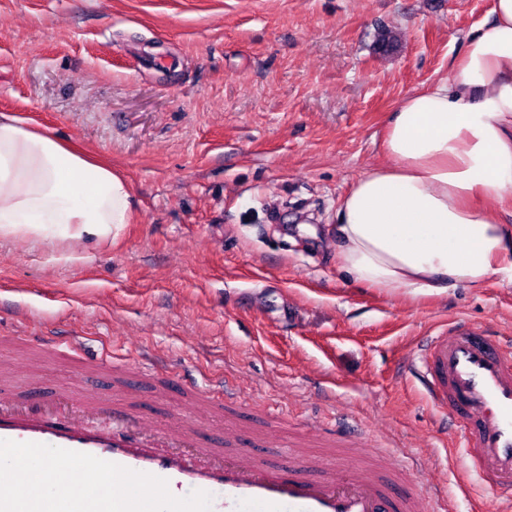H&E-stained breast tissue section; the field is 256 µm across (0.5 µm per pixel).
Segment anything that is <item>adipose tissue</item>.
<instances>
[{
    "instance_id": "1",
    "label": "adipose tissue",
    "mask_w": 512,
    "mask_h": 512,
    "mask_svg": "<svg viewBox=\"0 0 512 512\" xmlns=\"http://www.w3.org/2000/svg\"><path fill=\"white\" fill-rule=\"evenodd\" d=\"M385 164L341 197V268L385 292L441 295L512 280V0L467 34L446 78L409 94L384 131ZM110 164L16 113H0V240L100 242L132 220Z\"/></svg>"
}]
</instances>
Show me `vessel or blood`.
Segmentation results:
<instances>
[{
    "mask_svg": "<svg viewBox=\"0 0 512 512\" xmlns=\"http://www.w3.org/2000/svg\"><path fill=\"white\" fill-rule=\"evenodd\" d=\"M41 344L75 358L73 385L46 395L40 381L25 396L12 394V369L0 366V439L46 444L87 453L125 468L167 480L183 497L195 490L212 497L211 512H426L425 497L411 488V474L397 459L345 460L337 473L326 459L302 458L289 447V464L242 447L237 418L225 413L222 384L196 393L193 406L223 417L221 441L210 439L201 419H155L142 408L117 404L96 392L79 393L75 383L105 372L116 382L150 378V387L169 396L168 379L152 377L137 361L114 366L83 353L79 337ZM419 376L439 412L462 426L461 446L481 481L499 499L512 501V353L498 337L465 322L429 337L419 356ZM112 421L101 430L94 422Z\"/></svg>",
    "mask_w": 512,
    "mask_h": 512,
    "instance_id": "vessel-or-blood-1",
    "label": "vessel or blood"
}]
</instances>
